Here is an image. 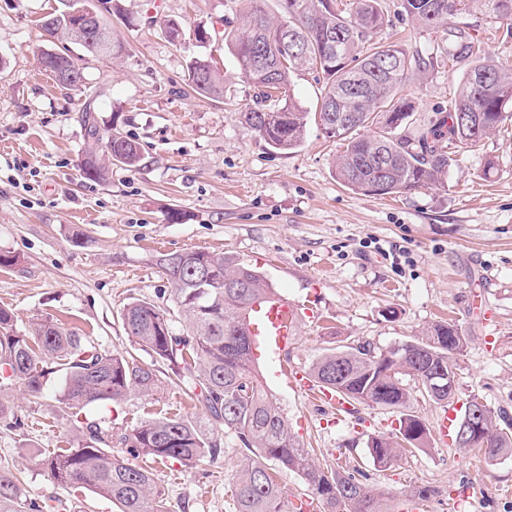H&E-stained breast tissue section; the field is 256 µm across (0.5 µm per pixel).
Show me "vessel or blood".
<instances>
[{
    "instance_id": "vessel-or-blood-1",
    "label": "vessel or blood",
    "mask_w": 512,
    "mask_h": 512,
    "mask_svg": "<svg viewBox=\"0 0 512 512\" xmlns=\"http://www.w3.org/2000/svg\"><path fill=\"white\" fill-rule=\"evenodd\" d=\"M298 318V307L287 299L266 298L249 320L255 356L265 359L287 350L295 339Z\"/></svg>"
}]
</instances>
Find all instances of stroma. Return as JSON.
<instances>
[{
  "instance_id": "35a3bbf8",
  "label": "stroma",
  "mask_w": 512,
  "mask_h": 512,
  "mask_svg": "<svg viewBox=\"0 0 512 512\" xmlns=\"http://www.w3.org/2000/svg\"><path fill=\"white\" fill-rule=\"evenodd\" d=\"M390 23L380 37L425 58L423 77L404 91L416 103L412 130L428 127L447 107L463 70L448 61L442 34L409 21L399 0H383ZM124 19L113 33L127 43L122 58L103 60L74 48L84 82L61 87L38 59L53 49L38 26L62 0H0V306L18 329L37 318L65 324L99 350L135 352L154 365L158 391L119 403L88 405L84 416L104 433L140 420L182 415L205 421L201 405L170 381L167 365L136 350L121 319L131 298L167 309L174 327L183 317L156 255L205 250L238 257L265 274L277 293L309 307L288 352L262 361L266 385L301 443L323 469L357 465L367 486L386 492V512L417 488L433 491L426 512H512V456L496 460L440 442L443 403L412 391L405 413L432 437L427 448L375 467L369 437L394 434L400 413L354 406L344 418L311 396L291 391L281 374L310 371L324 349L365 342L378 349L424 336L452 322L468 339L453 357L459 402L478 400L512 415V122L460 155L444 185L396 197L364 195L336 178L340 141L309 127L302 147L278 152L242 124L239 112L255 89L218 44L199 47L196 26L233 19L241 0H121ZM181 22L183 45L163 36L164 19ZM492 59L512 60L483 0L462 15ZM214 59L224 93L202 96L188 84L194 57ZM95 107L100 130L117 128L138 142L137 168L114 165L90 181L80 163L91 141L81 122ZM186 221L167 219L170 209ZM83 232L86 244L73 240ZM62 373L39 396L17 385L0 388L19 425L0 418V463L20 477L31 497L60 499L67 512H119L88 489L73 492L47 480L38 461L77 445L78 422L57 411ZM224 454L193 466L154 462L171 512H234L228 493L240 454L224 434Z\"/></svg>"
}]
</instances>
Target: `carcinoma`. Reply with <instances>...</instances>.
I'll return each mask as SVG.
<instances>
[{
  "label": "carcinoma",
  "mask_w": 512,
  "mask_h": 512,
  "mask_svg": "<svg viewBox=\"0 0 512 512\" xmlns=\"http://www.w3.org/2000/svg\"><path fill=\"white\" fill-rule=\"evenodd\" d=\"M235 24L223 22L221 40L247 81L259 90L260 102L240 113L241 122L273 149L290 151L305 141L309 120L327 138L343 142L334 161L336 178L364 194L397 195L443 183L455 156L472 151L506 122L512 121V65L496 62L468 32L454 23L470 0H400L401 14L448 40V61L465 67L460 88L448 109L435 113L429 127L411 132L408 119L415 102L401 94L410 76L425 71L426 61L409 57L396 44L377 40L388 25L381 0H285L286 15L271 16L265 0H244ZM491 18L505 24L512 37V0H484ZM161 32L172 44L183 37L179 22L163 21ZM52 69L66 70L78 86L83 72L61 37ZM311 71L322 76L317 112H307L288 90L290 74ZM192 90L219 96L223 82L211 61L201 56L189 67ZM82 122L94 147L80 164L82 177L103 180L119 163L138 166L135 140L111 129L101 135L90 106ZM333 124L336 131L329 132ZM373 128L364 135L361 130ZM156 266L171 286V301L184 317L176 330L169 312L147 299L128 303L122 319L138 349L170 366L173 382L194 395L210 417L213 431L174 415L147 418L118 436L124 455L112 453V440L100 426L85 421L81 443L59 448L41 460L47 478L68 489L88 488L115 503L120 512H169L165 493L151 470L128 457L193 465L224 453L215 430L225 429L238 441L242 458L232 483L236 512H283L282 490L268 463L298 473L325 503L327 512H382L380 499L361 481L363 471L328 472L317 467L301 446L286 416L269 397L259 359L252 356L246 315L253 305L275 292L265 276L232 255L189 250L176 259L156 257ZM467 344L457 325L444 322L414 341L377 350L358 343L326 350L314 362L318 386L348 404L400 409L409 401L402 377L426 391L427 372L441 368L455 378L452 355ZM58 371L64 389L58 403L77 420L98 401L121 402L133 391L159 388L155 370L134 357L110 354L85 344L82 337L50 319H38L24 331L14 314L0 308V387L15 382L36 396L45 378ZM481 437L490 459L512 455V422L483 407ZM397 440L372 437L369 454L381 468L391 466L401 445L421 450L429 443L419 418L399 420ZM29 497L10 468H0V512H59Z\"/></svg>",
  "instance_id": "cac0c4a2"
}]
</instances>
